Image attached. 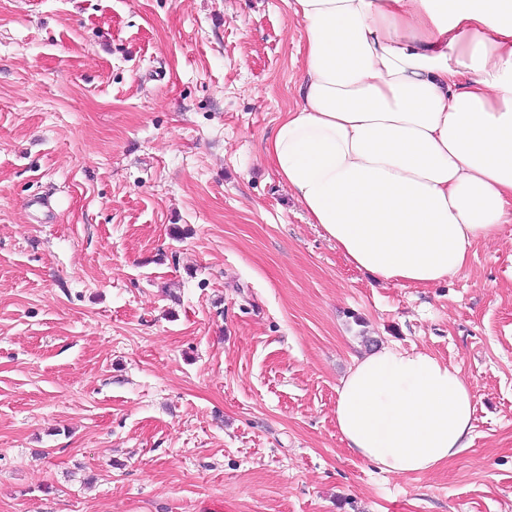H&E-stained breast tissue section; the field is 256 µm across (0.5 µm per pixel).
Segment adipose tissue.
Instances as JSON below:
<instances>
[{
    "label": "adipose tissue",
    "instance_id": "ef3b65f1",
    "mask_svg": "<svg viewBox=\"0 0 512 512\" xmlns=\"http://www.w3.org/2000/svg\"><path fill=\"white\" fill-rule=\"evenodd\" d=\"M299 105L265 148L348 262L427 288L512 222V0H286ZM349 448L390 475L466 448L474 397L436 357L385 345L336 389Z\"/></svg>",
    "mask_w": 512,
    "mask_h": 512
}]
</instances>
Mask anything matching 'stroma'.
<instances>
[{
	"label": "stroma",
	"instance_id": "35a3bbf8",
	"mask_svg": "<svg viewBox=\"0 0 512 512\" xmlns=\"http://www.w3.org/2000/svg\"><path fill=\"white\" fill-rule=\"evenodd\" d=\"M284 0H0V512H512V223L429 288L343 257L266 162ZM472 389L425 473L351 454L380 345Z\"/></svg>",
	"mask_w": 512,
	"mask_h": 512
}]
</instances>
